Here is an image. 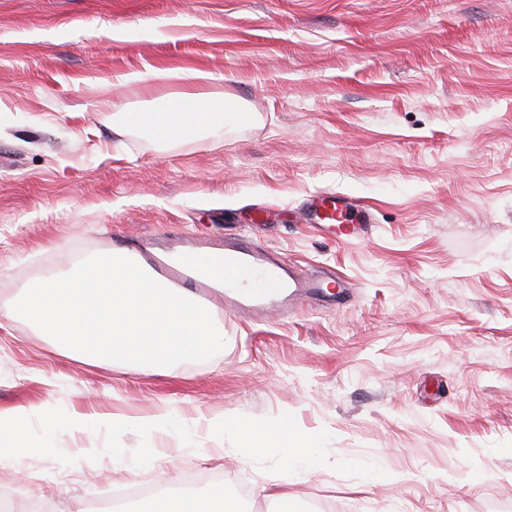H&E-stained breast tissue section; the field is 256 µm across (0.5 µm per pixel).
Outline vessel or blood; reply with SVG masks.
<instances>
[{
	"instance_id": "vessel-or-blood-1",
	"label": "vessel or blood",
	"mask_w": 512,
	"mask_h": 512,
	"mask_svg": "<svg viewBox=\"0 0 512 512\" xmlns=\"http://www.w3.org/2000/svg\"><path fill=\"white\" fill-rule=\"evenodd\" d=\"M302 216L305 222L338 239L361 236L374 222L368 207L353 197L331 191L312 195L304 204ZM198 256L223 264L224 304L249 316L285 311L300 298L329 285L339 291L344 288L343 282L331 272L314 280L293 276L288 264L276 253L256 248L248 239L225 240L199 251ZM146 260L169 285L188 288L200 298H208L209 279H195L153 254L147 255Z\"/></svg>"
}]
</instances>
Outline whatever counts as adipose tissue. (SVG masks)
<instances>
[{
  "mask_svg": "<svg viewBox=\"0 0 512 512\" xmlns=\"http://www.w3.org/2000/svg\"><path fill=\"white\" fill-rule=\"evenodd\" d=\"M234 113L223 98L207 92L172 98L163 113L149 121L152 136L161 142H181L202 129H215L233 120ZM143 512H241L239 501L216 486L201 496H162Z\"/></svg>",
  "mask_w": 512,
  "mask_h": 512,
  "instance_id": "obj_1",
  "label": "adipose tissue"
}]
</instances>
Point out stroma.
Here are the masks:
<instances>
[{
	"mask_svg": "<svg viewBox=\"0 0 512 512\" xmlns=\"http://www.w3.org/2000/svg\"><path fill=\"white\" fill-rule=\"evenodd\" d=\"M150 68L165 78L126 82ZM198 91L247 121L163 143L128 119ZM321 191L370 205L368 235L302 223ZM183 235L248 236L347 295L259 320L209 301L225 349L170 372L80 363L5 316L86 256ZM56 406L199 428L287 412L329 433L330 464L274 488L232 446L209 460L167 430L149 444L176 459L124 470L104 431H67L76 464L0 467L17 512L219 484L243 512H512V0H0V415Z\"/></svg>",
	"mask_w": 512,
	"mask_h": 512,
	"instance_id": "stroma-1",
	"label": "stroma"
}]
</instances>
